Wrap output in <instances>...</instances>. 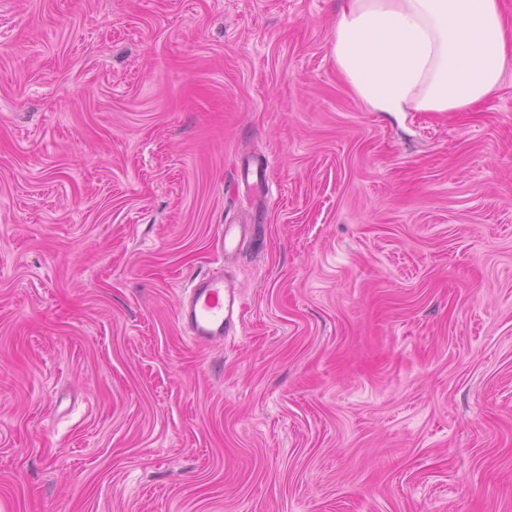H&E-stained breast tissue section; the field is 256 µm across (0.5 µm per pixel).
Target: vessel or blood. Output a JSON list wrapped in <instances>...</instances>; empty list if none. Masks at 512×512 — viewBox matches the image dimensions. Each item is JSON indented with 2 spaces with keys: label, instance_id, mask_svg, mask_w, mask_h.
Returning <instances> with one entry per match:
<instances>
[{
  "label": "vessel or blood",
  "instance_id": "vessel-or-blood-1",
  "mask_svg": "<svg viewBox=\"0 0 512 512\" xmlns=\"http://www.w3.org/2000/svg\"><path fill=\"white\" fill-rule=\"evenodd\" d=\"M239 317L236 285L221 274L194 278L178 311L179 320L197 345L223 341Z\"/></svg>",
  "mask_w": 512,
  "mask_h": 512
}]
</instances>
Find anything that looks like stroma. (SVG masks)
<instances>
[{
    "label": "stroma",
    "mask_w": 512,
    "mask_h": 512,
    "mask_svg": "<svg viewBox=\"0 0 512 512\" xmlns=\"http://www.w3.org/2000/svg\"><path fill=\"white\" fill-rule=\"evenodd\" d=\"M343 4L0 0V512H512V63L373 111ZM239 317L236 285L223 274L195 277L178 311L179 320L197 345L224 341Z\"/></svg>",
    "instance_id": "stroma-1"
}]
</instances>
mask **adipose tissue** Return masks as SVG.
<instances>
[{"mask_svg": "<svg viewBox=\"0 0 512 512\" xmlns=\"http://www.w3.org/2000/svg\"><path fill=\"white\" fill-rule=\"evenodd\" d=\"M336 65L376 112H448L490 93L512 57L499 0H346Z\"/></svg>", "mask_w": 512, "mask_h": 512, "instance_id": "1", "label": "adipose tissue"}]
</instances>
